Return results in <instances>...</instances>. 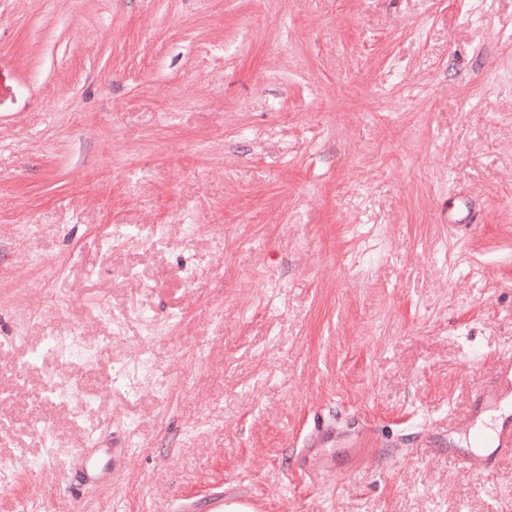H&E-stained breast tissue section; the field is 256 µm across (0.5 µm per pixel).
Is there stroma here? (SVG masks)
I'll list each match as a JSON object with an SVG mask.
<instances>
[{"instance_id":"stroma-1","label":"stroma","mask_w":512,"mask_h":512,"mask_svg":"<svg viewBox=\"0 0 512 512\" xmlns=\"http://www.w3.org/2000/svg\"><path fill=\"white\" fill-rule=\"evenodd\" d=\"M26 311L0 512H512V455L455 458L512 355V0H0V340ZM143 356L167 398L113 384ZM47 339L49 349L68 355L77 364L94 360L106 347L104 342L90 344L80 336L61 335L54 332L47 336Z\"/></svg>"}]
</instances>
